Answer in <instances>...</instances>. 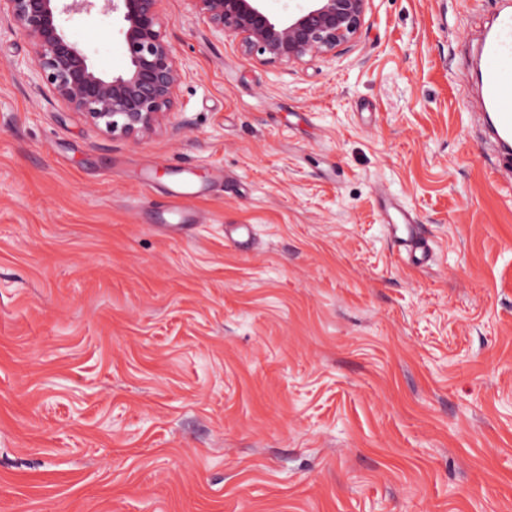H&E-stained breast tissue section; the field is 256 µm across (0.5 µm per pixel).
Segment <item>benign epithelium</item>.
I'll return each instance as SVG.
<instances>
[{
    "mask_svg": "<svg viewBox=\"0 0 512 512\" xmlns=\"http://www.w3.org/2000/svg\"><path fill=\"white\" fill-rule=\"evenodd\" d=\"M0 0L8 18L33 48V61L57 97L114 138L154 132L167 116L182 71L159 21V0H102L103 11L125 24L126 73L105 77L63 32L62 13H89L96 0ZM196 12L244 53L265 63H296L336 53L360 34L367 0H313L287 22L271 19L259 0H192Z\"/></svg>",
    "mask_w": 512,
    "mask_h": 512,
    "instance_id": "benign-epithelium-1",
    "label": "benign epithelium"
}]
</instances>
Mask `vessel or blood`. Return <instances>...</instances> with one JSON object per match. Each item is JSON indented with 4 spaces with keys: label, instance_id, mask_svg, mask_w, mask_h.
<instances>
[{
    "label": "vessel or blood",
    "instance_id": "obj_1",
    "mask_svg": "<svg viewBox=\"0 0 512 512\" xmlns=\"http://www.w3.org/2000/svg\"><path fill=\"white\" fill-rule=\"evenodd\" d=\"M480 102L486 136L512 156V10L501 9L479 44Z\"/></svg>",
    "mask_w": 512,
    "mask_h": 512
}]
</instances>
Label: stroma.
<instances>
[{"mask_svg":"<svg viewBox=\"0 0 512 512\" xmlns=\"http://www.w3.org/2000/svg\"><path fill=\"white\" fill-rule=\"evenodd\" d=\"M500 3L368 0L336 55L266 64L160 0L184 76L138 139L0 21V512H512V190L473 120ZM61 24L126 71L117 15Z\"/></svg>","mask_w":512,"mask_h":512,"instance_id":"1","label":"stroma"}]
</instances>
